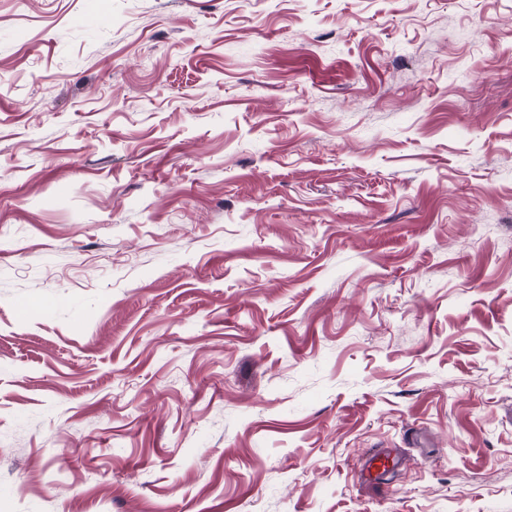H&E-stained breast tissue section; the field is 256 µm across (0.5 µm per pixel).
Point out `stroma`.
<instances>
[{
    "mask_svg": "<svg viewBox=\"0 0 512 512\" xmlns=\"http://www.w3.org/2000/svg\"><path fill=\"white\" fill-rule=\"evenodd\" d=\"M0 512H512V0H0ZM397 464L390 451L373 453L366 463L363 479L371 485L387 487V473Z\"/></svg>",
    "mask_w": 512,
    "mask_h": 512,
    "instance_id": "obj_1",
    "label": "stroma"
}]
</instances>
